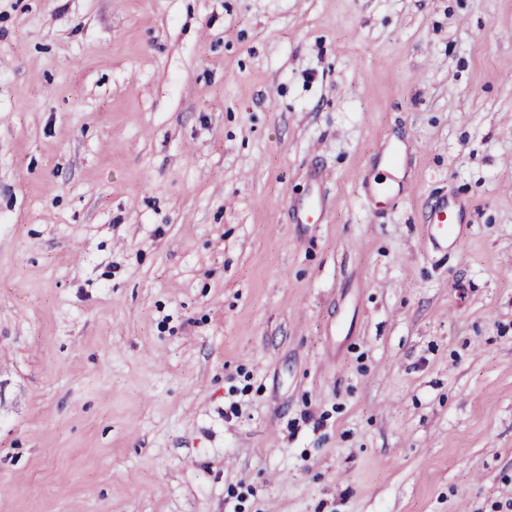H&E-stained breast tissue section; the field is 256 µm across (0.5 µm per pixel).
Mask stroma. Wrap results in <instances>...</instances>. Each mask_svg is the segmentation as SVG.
<instances>
[{
    "label": "stroma",
    "instance_id": "obj_1",
    "mask_svg": "<svg viewBox=\"0 0 512 512\" xmlns=\"http://www.w3.org/2000/svg\"><path fill=\"white\" fill-rule=\"evenodd\" d=\"M0 512H512V0H0ZM460 210L461 207L448 198L439 199L432 204L431 223L436 225L431 238L434 244L448 246V239L460 232L463 226L459 219Z\"/></svg>",
    "mask_w": 512,
    "mask_h": 512
}]
</instances>
